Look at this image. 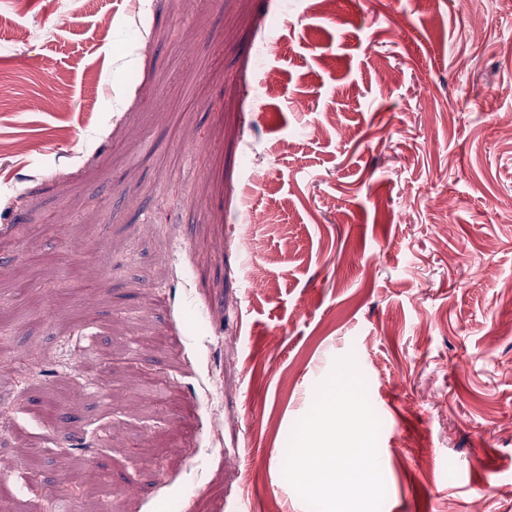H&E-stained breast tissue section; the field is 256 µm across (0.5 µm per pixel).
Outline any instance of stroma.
Listing matches in <instances>:
<instances>
[{
	"label": "stroma",
	"instance_id": "1",
	"mask_svg": "<svg viewBox=\"0 0 512 512\" xmlns=\"http://www.w3.org/2000/svg\"><path fill=\"white\" fill-rule=\"evenodd\" d=\"M151 2L141 27L140 0H0V140L18 145L0 154V350L40 371L0 379L10 500L42 512L33 483L88 463L73 512H309L288 441L350 355L381 420L382 512H512V14ZM62 82L68 107H48Z\"/></svg>",
	"mask_w": 512,
	"mask_h": 512
}]
</instances>
